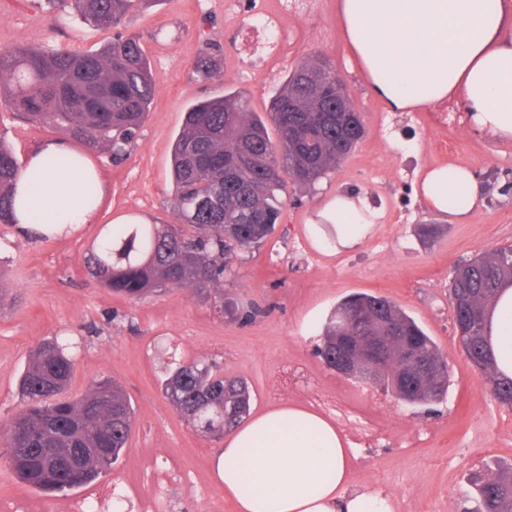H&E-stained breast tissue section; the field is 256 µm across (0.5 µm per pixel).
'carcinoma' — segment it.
<instances>
[{"mask_svg": "<svg viewBox=\"0 0 512 512\" xmlns=\"http://www.w3.org/2000/svg\"><path fill=\"white\" fill-rule=\"evenodd\" d=\"M133 0H71L77 15L92 25L118 23ZM318 70L325 95L336 96V74L319 62L300 64L274 99L269 121L249 110L246 97L228 93L192 105L172 150L173 210L181 225L117 224L86 258L89 273L116 294L141 297L162 287H193L224 309V276L232 259L259 246L274 230L283 201L282 173L301 187L313 185L346 158L364 136L358 112H321L323 101L296 80ZM15 84L12 104L32 123H49L66 138L117 158L136 140L149 112L155 83L138 39L117 36L95 51L76 53L16 46L0 50V77ZM303 108L288 111V97ZM13 153L0 143V224L17 223ZM512 279V247L487 249L459 264L449 286L465 357L490 375L495 401L512 408V378L495 372L485 339V318L501 283ZM393 336L435 366L414 405L446 397L448 363L434 341L405 311L382 296L344 298L321 327L319 353L326 365L351 354L361 336ZM71 344L54 339L30 357L20 384L25 397L3 437L8 464L34 489L56 494L111 469L125 449L133 424L123 389L105 379L77 399L65 396L73 376ZM411 370L386 357L381 380L394 387L393 374ZM165 395L199 434L232 431L250 414L252 393L241 378H228L214 362L197 361L174 369ZM473 506L466 512H512V465L470 478Z\"/></svg>", "mask_w": 512, "mask_h": 512, "instance_id": "cac0c4a2", "label": "carcinoma"}]
</instances>
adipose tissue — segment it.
<instances>
[{
	"instance_id": "ef3b65f1",
	"label": "adipose tissue",
	"mask_w": 512,
	"mask_h": 512,
	"mask_svg": "<svg viewBox=\"0 0 512 512\" xmlns=\"http://www.w3.org/2000/svg\"><path fill=\"white\" fill-rule=\"evenodd\" d=\"M338 21L358 72L392 110L447 99L468 123L512 139V6L506 0H340ZM64 166L47 165L49 156ZM98 170L64 139L46 143L19 173L22 229L64 235L92 223L97 209L82 188ZM421 191L437 212L466 215L481 188L471 168L435 165ZM340 246L351 247L377 220L365 199L340 192L321 210ZM499 374L512 376V283L499 289L486 321ZM354 450L335 423L297 404H278L224 438L215 470L236 512H393L391 496L356 488Z\"/></svg>"
}]
</instances>
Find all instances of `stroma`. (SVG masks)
<instances>
[{"label": "stroma", "instance_id": "obj_1", "mask_svg": "<svg viewBox=\"0 0 512 512\" xmlns=\"http://www.w3.org/2000/svg\"><path fill=\"white\" fill-rule=\"evenodd\" d=\"M284 41L268 68L239 73L235 34L224 0H136L111 28L83 24L70 5L0 0V49L96 50L116 35L145 50L155 77L150 111L120 160L92 157L106 187L97 219L48 240L0 224V426L22 404L19 378L46 339L74 341L68 397L108 377L133 407L127 447L111 471L65 494L22 484L0 456V512H79L86 498L112 492L126 512H234L214 475L223 440L202 436L172 407L163 382L177 365L217 362L246 380L252 411L279 403L308 406L332 418L357 451L356 483L390 493L395 512H462L470 473L512 464V409L491 395L488 376L462 352L448 295L455 267L485 249L512 245V142L469 129L452 101L394 112L364 84L336 19V0H312L283 22ZM213 59L216 77L196 68ZM326 61L362 114L365 135L312 187L285 178V204L273 233L233 262L224 308L188 288L141 299L113 294L90 279L84 259L120 219L174 224L171 153L185 112L198 101L245 95L267 115L296 66ZM0 78V140L19 164L57 133L26 122ZM433 163L470 166L483 188L466 218L432 210L417 190ZM362 194L378 215L358 246L336 247L311 222L338 192ZM437 233L423 237L420 227ZM384 296L413 317L448 363L449 389L439 404L416 406L380 387L330 369L318 354L319 328L347 295ZM260 308L249 322L242 312Z\"/></svg>", "mask_w": 512, "mask_h": 512}]
</instances>
